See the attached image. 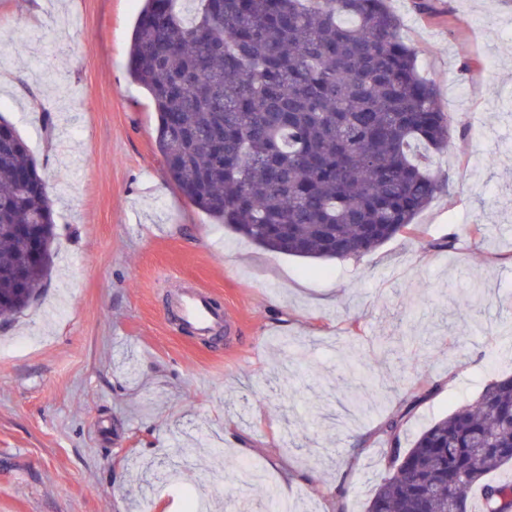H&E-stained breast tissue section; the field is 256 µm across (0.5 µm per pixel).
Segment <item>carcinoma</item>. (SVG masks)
<instances>
[{
	"mask_svg": "<svg viewBox=\"0 0 512 512\" xmlns=\"http://www.w3.org/2000/svg\"><path fill=\"white\" fill-rule=\"evenodd\" d=\"M142 0L129 75L157 115L167 175L215 223L308 260L368 254L416 230L442 189L417 148L448 149L435 85L398 35L387 0ZM57 225L47 182L0 120V318L39 295L50 255L31 259L19 224ZM406 414L381 429L388 471L366 512H512V376L398 447Z\"/></svg>",
	"mask_w": 512,
	"mask_h": 512,
	"instance_id": "carcinoma-1",
	"label": "carcinoma"
}]
</instances>
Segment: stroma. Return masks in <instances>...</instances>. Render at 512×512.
Listing matches in <instances>:
<instances>
[{
	"label": "stroma",
	"mask_w": 512,
	"mask_h": 512,
	"mask_svg": "<svg viewBox=\"0 0 512 512\" xmlns=\"http://www.w3.org/2000/svg\"><path fill=\"white\" fill-rule=\"evenodd\" d=\"M389 6L448 115L444 187L421 234L310 261L213 223L168 179L128 74L140 0H0V118L60 232L37 300L0 321V512H185L195 495L269 512L267 484L288 512H365L387 419L405 414L410 448L512 375V0ZM184 283L230 334L176 329Z\"/></svg>",
	"instance_id": "35a3bbf8"
}]
</instances>
